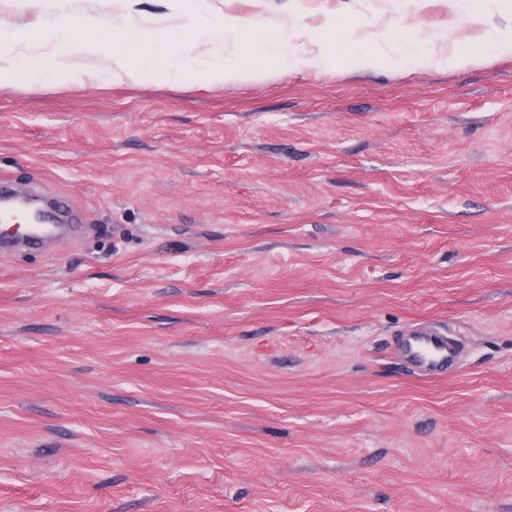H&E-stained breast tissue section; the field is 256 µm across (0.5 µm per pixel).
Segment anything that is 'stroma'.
I'll list each match as a JSON object with an SVG mask.
<instances>
[{
    "mask_svg": "<svg viewBox=\"0 0 512 512\" xmlns=\"http://www.w3.org/2000/svg\"><path fill=\"white\" fill-rule=\"evenodd\" d=\"M207 3L255 51L335 21L338 66L0 84V178L82 224L0 255V512H512V59L448 0ZM49 11L127 21L0 0ZM366 18L479 60L355 69ZM415 338L408 341L406 351L408 355L418 364L419 368L427 376H431L442 370L448 362L456 358L455 349L449 348L447 340L434 333L415 334Z\"/></svg>",
    "mask_w": 512,
    "mask_h": 512,
    "instance_id": "35a3bbf8",
    "label": "stroma"
}]
</instances>
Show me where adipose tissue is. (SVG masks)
Masks as SVG:
<instances>
[{
	"mask_svg": "<svg viewBox=\"0 0 512 512\" xmlns=\"http://www.w3.org/2000/svg\"><path fill=\"white\" fill-rule=\"evenodd\" d=\"M166 12L160 25L142 24L139 0H120L128 22L112 31L100 19L87 14L72 20L46 16L36 28L0 23V82L8 81L17 69H25L29 79L54 87L74 78L82 63L108 54L112 82L121 84L144 77L162 83L182 80L192 71L204 85L253 82L262 79L268 66L280 73L300 70H332L336 67V33L328 24L307 29L285 19L273 25L274 34L261 50L247 59L224 54V39L251 24L239 16H221L200 23L187 0H164ZM451 7L469 14L480 26V40L498 56H512V12L493 10L494 0H448ZM352 59L359 70L386 67L412 69L421 66L459 68L477 62L471 52L431 49L424 51L404 43L392 27L371 22L359 40ZM48 47L42 60L20 53L23 45Z\"/></svg>",
	"mask_w": 512,
	"mask_h": 512,
	"instance_id": "obj_1",
	"label": "adipose tissue"
}]
</instances>
